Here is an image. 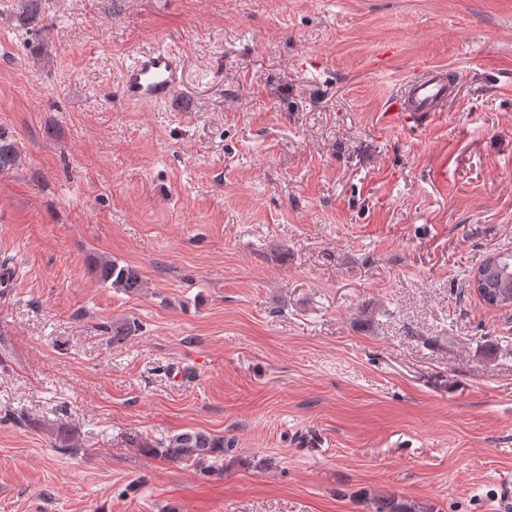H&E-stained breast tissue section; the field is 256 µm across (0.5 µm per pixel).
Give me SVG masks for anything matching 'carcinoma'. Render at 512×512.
Listing matches in <instances>:
<instances>
[{
	"mask_svg": "<svg viewBox=\"0 0 512 512\" xmlns=\"http://www.w3.org/2000/svg\"><path fill=\"white\" fill-rule=\"evenodd\" d=\"M23 158L12 133L0 127V173H7L22 164ZM92 272L104 284L125 294H135L145 287L141 272L132 265H120L107 257H98ZM480 297L496 298L512 303V251H499L487 256L477 267ZM131 441L148 454L170 462L191 461L202 469L221 474L230 467L224 462V452L232 447L224 437L201 430H188L147 442L137 436ZM374 512H423V507L402 499L396 494L380 495L373 499Z\"/></svg>",
	"mask_w": 512,
	"mask_h": 512,
	"instance_id": "carcinoma-1",
	"label": "carcinoma"
}]
</instances>
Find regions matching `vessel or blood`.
<instances>
[{
	"label": "vessel or blood",
	"instance_id": "1",
	"mask_svg": "<svg viewBox=\"0 0 512 512\" xmlns=\"http://www.w3.org/2000/svg\"><path fill=\"white\" fill-rule=\"evenodd\" d=\"M183 70L182 56L171 49L137 53L121 69V95L137 104L170 103L181 85ZM452 91L447 68L423 65L404 82L400 96L393 98L388 109L397 120L423 125L442 111Z\"/></svg>",
	"mask_w": 512,
	"mask_h": 512
}]
</instances>
